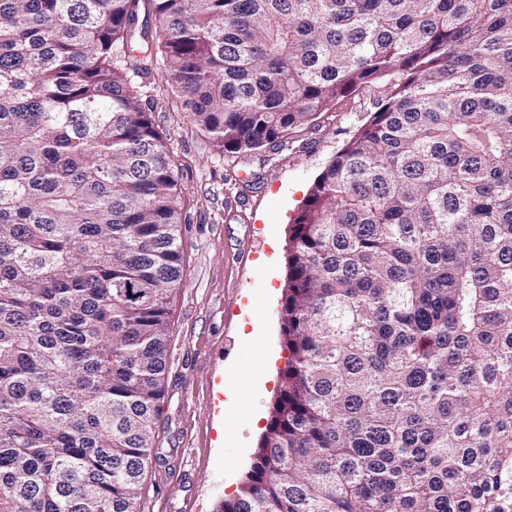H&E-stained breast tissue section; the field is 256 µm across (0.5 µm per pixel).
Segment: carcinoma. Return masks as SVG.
<instances>
[{
	"mask_svg": "<svg viewBox=\"0 0 512 512\" xmlns=\"http://www.w3.org/2000/svg\"><path fill=\"white\" fill-rule=\"evenodd\" d=\"M154 50L229 154L377 94L292 226L216 512H512V0H0V512H140L182 280Z\"/></svg>",
	"mask_w": 512,
	"mask_h": 512,
	"instance_id": "carcinoma-1",
	"label": "carcinoma"
}]
</instances>
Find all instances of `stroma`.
Masks as SVG:
<instances>
[{
	"label": "stroma",
	"mask_w": 512,
	"mask_h": 512,
	"mask_svg": "<svg viewBox=\"0 0 512 512\" xmlns=\"http://www.w3.org/2000/svg\"><path fill=\"white\" fill-rule=\"evenodd\" d=\"M165 65L157 59L144 92L180 164L183 280L172 300L165 392L140 510L216 512L254 462L288 357L280 310L291 225L316 176L375 101L364 92L338 103L279 150L228 155L162 82ZM258 324L263 340L243 342ZM264 367L269 379L260 393L253 379ZM228 388L232 413L224 410Z\"/></svg>",
	"instance_id": "obj_1"
}]
</instances>
